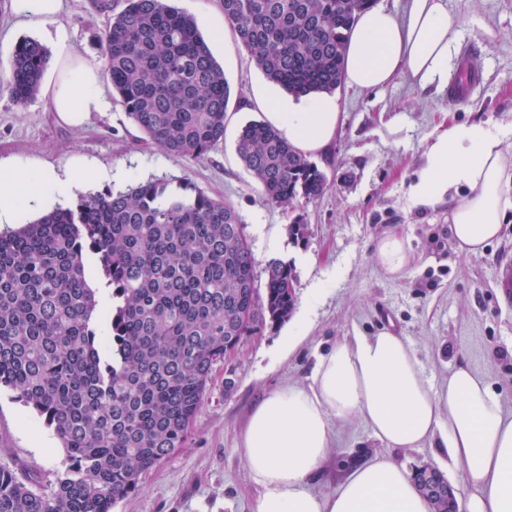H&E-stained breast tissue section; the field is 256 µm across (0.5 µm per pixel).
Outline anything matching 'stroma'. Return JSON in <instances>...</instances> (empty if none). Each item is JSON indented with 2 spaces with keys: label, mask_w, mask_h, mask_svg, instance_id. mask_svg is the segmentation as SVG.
<instances>
[{
  "label": "stroma",
  "mask_w": 512,
  "mask_h": 512,
  "mask_svg": "<svg viewBox=\"0 0 512 512\" xmlns=\"http://www.w3.org/2000/svg\"><path fill=\"white\" fill-rule=\"evenodd\" d=\"M447 2L456 33L447 81L456 80L463 52L484 62L467 102L449 96L447 81L422 88L406 73L381 88L341 86L333 94L341 110L338 133L310 156L328 187L322 196L298 201L291 209L268 202L235 153L240 127L265 120L285 93L238 42L225 22L222 0H173L195 18L231 87L224 141L205 159L145 145L143 133L109 87L104 90L106 110L91 113L80 127L64 123L45 96L21 108L0 93V163L46 164L60 173L81 164L100 171V179L74 189L75 201L156 178L224 199L244 226L258 281H265L272 258L290 262L296 275L295 310L308 314L309 327L294 347L284 343L295 326L289 320L246 337L214 366L181 448L143 473L136 490L118 500L112 512H253L259 488L239 446L251 411L283 384H308L318 357L357 333L389 328L403 336L436 388L446 384L457 362H466L512 407V297L497 286L499 264L512 256V221L484 253L467 254L450 232V202L417 207L409 198L428 142L449 124L512 122V0ZM10 4L0 0V71L8 70L12 50L23 39L46 42L55 58L66 46L101 61L97 35L109 17L94 0H63L61 45L45 41L42 24L17 20ZM298 213L307 225L300 241L288 233ZM273 226L282 238L275 253L268 251L263 236L264 228ZM392 227L408 238L414 255L411 270L400 279L372 261L376 239ZM334 432V446L313 482L323 493L334 492L351 465L384 450L361 420ZM0 464L46 484L66 466L65 451L52 430L7 390L0 391Z\"/></svg>",
  "instance_id": "1"
}]
</instances>
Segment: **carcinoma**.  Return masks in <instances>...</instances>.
<instances>
[{
  "label": "carcinoma",
  "mask_w": 512,
  "mask_h": 512,
  "mask_svg": "<svg viewBox=\"0 0 512 512\" xmlns=\"http://www.w3.org/2000/svg\"><path fill=\"white\" fill-rule=\"evenodd\" d=\"M372 0H223L256 66L299 99L333 93L356 16ZM112 89L148 144L202 160L224 141L230 87L195 19L170 0H96ZM51 55L19 41L0 91L24 107ZM236 153L267 201L324 194L318 165L272 126L245 124ZM292 265L273 259L264 287L234 206L164 179L83 197L0 232V388L53 430L68 461L46 490L0 465V512H111L185 440L227 348L292 315ZM414 473L432 512L448 480Z\"/></svg>",
  "instance_id": "obj_1"
}]
</instances>
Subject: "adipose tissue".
<instances>
[{
	"mask_svg": "<svg viewBox=\"0 0 512 512\" xmlns=\"http://www.w3.org/2000/svg\"><path fill=\"white\" fill-rule=\"evenodd\" d=\"M453 36L446 0H411L402 19L373 5L350 33L346 82L378 88L401 71L427 86L447 69ZM103 80L101 66L66 51L45 95L62 120L79 126L104 110ZM267 118L308 153L333 140L341 115L335 100L291 98L275 101ZM93 178L82 166L60 174L0 165V224L46 210ZM410 198L417 206L454 199L452 236L460 250L480 253L512 219V122L453 124L439 133L423 154ZM412 259L409 242L393 229L373 248L376 267L395 278L409 273ZM355 418L389 448L441 440L445 471L460 479L461 512H512V411L465 363L433 388L412 346L386 328L337 342L318 359L308 385H282L253 411L240 446L260 488L254 512H431L412 474L388 455L354 467L334 493L312 490L332 445V423Z\"/></svg>",
	"mask_w": 512,
	"mask_h": 512,
	"instance_id": "ef3b65f1",
	"label": "adipose tissue"
}]
</instances>
